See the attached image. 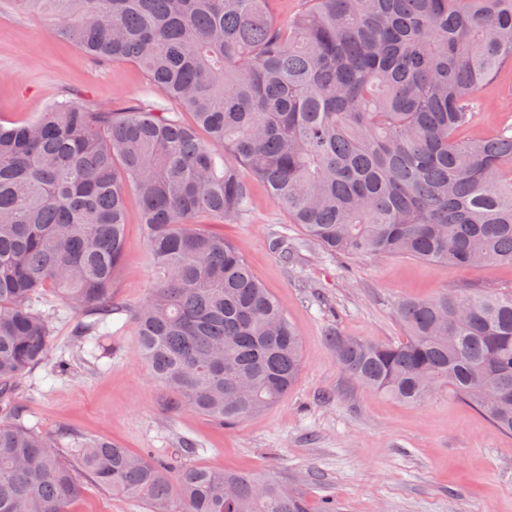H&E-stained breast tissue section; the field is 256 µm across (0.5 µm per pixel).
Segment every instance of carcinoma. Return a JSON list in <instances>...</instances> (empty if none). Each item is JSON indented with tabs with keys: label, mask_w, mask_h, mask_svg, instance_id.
I'll list each match as a JSON object with an SVG mask.
<instances>
[{
	"label": "carcinoma",
	"mask_w": 512,
	"mask_h": 512,
	"mask_svg": "<svg viewBox=\"0 0 512 512\" xmlns=\"http://www.w3.org/2000/svg\"><path fill=\"white\" fill-rule=\"evenodd\" d=\"M13 0L96 62L139 66L153 102L66 96L0 115V401L52 356L50 293L118 310L127 198L156 279L129 311L136 352L177 406L232 425L279 402L301 338L243 254L197 217L248 211L247 170L292 222L344 258L512 265V123L478 124L480 90L512 62V0ZM192 115L190 124L182 114ZM395 343L327 335L357 383L417 404L434 390L512 436V291L403 299ZM0 422V512H70L78 471L148 512H309L277 480L132 454Z\"/></svg>",
	"instance_id": "obj_1"
}]
</instances>
